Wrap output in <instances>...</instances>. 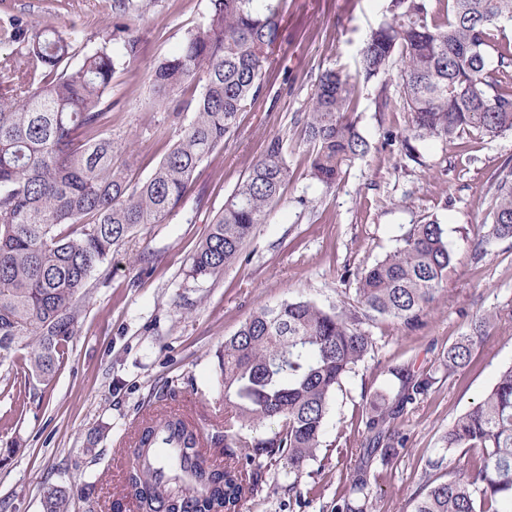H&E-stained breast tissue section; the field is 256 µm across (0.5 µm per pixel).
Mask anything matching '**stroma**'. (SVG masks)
<instances>
[{
	"mask_svg": "<svg viewBox=\"0 0 512 512\" xmlns=\"http://www.w3.org/2000/svg\"><path fill=\"white\" fill-rule=\"evenodd\" d=\"M113 0H0V24L20 17L52 24L73 41L76 56L119 51L112 39ZM388 0H285L274 64L262 93L240 116L234 137L201 164L176 215L149 224L113 252L69 350L55 376L18 394L0 367V512H42L45 486L71 492L70 512H131L123 503V435L175 391L204 438L223 433L224 393L216 383V355L256 308L309 299L324 308L353 302L357 275L392 251L403 228L435 219L454 256L447 286L415 329L389 317L368 325L373 348L330 398L322 446L302 476L284 465L263 468L261 493L238 512H332L361 461L367 406L375 393L396 395L387 368L430 374L434 383L391 425L406 438L392 465L374 470L377 512H410L427 480L454 467L442 437L512 364V241L475 242L488 221L492 176L512 167V134L474 131L451 143L415 142L407 157L388 133L405 128L403 110L379 112V80L364 81L358 55L365 34L386 16ZM209 0H147L123 19L134 51L117 69L109 98L112 132L136 162L133 181L147 179L180 129L153 106L150 74L181 48L208 13ZM333 69L356 86L358 129L370 150L340 185L311 178L300 118L318 76ZM167 125L166 140L154 131ZM288 144L291 169L282 200L246 246L248 261L196 284L185 273L214 215L272 137ZM497 311L502 320L455 373L443 366L452 344L475 320ZM443 460V468L429 464ZM297 491H290V484Z\"/></svg>",
	"mask_w": 512,
	"mask_h": 512,
	"instance_id": "35a3bbf8",
	"label": "stroma"
}]
</instances>
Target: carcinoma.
Segmentation results:
<instances>
[{
	"label": "carcinoma",
	"instance_id": "obj_1",
	"mask_svg": "<svg viewBox=\"0 0 512 512\" xmlns=\"http://www.w3.org/2000/svg\"><path fill=\"white\" fill-rule=\"evenodd\" d=\"M282 0H210L206 19L187 33L181 50L152 70V103L181 128L150 177H128L130 157L112 134L107 96L120 59L105 48L68 65L73 44L54 25L32 28L12 17L3 28L24 44L0 59V365L22 349L28 376L49 384L64 359L83 307L94 293V273L126 239L147 224H165L181 206L203 161L224 147L240 114L263 89L279 40ZM451 18L430 24L424 0H390L389 20L372 29L361 50V73L386 77L379 112H393L388 84L396 80L406 112L401 145L410 140L448 142L474 129L496 137L512 132V46L497 49L488 67L490 30L512 21V0H448ZM354 85L323 72L301 118L312 145L310 175L338 185L370 145L354 112ZM290 170L285 142L272 138L190 258L186 276L205 281L243 260L255 228L268 222ZM490 224L475 244L476 258L490 239L512 240V169L492 176ZM453 264L441 225L413 224L399 244L358 277L355 304L324 309L312 300L285 301L252 311L218 354L224 387V468L207 463L198 435L181 419L168 426L182 442L183 466L162 480L146 469L153 435L144 428L127 482L138 512H238L245 495L261 491L265 464L288 465L299 476L321 447L328 402L336 386L373 346L365 325L377 316L418 326L444 290ZM498 320L481 316L472 332L448 347L444 367H464ZM400 383L394 398L369 404L361 465L334 512H373L370 468L389 466L404 447L390 427L404 408L426 394L428 374L392 366ZM269 422L272 435L249 436ZM448 454L477 448L479 460L426 482L411 512H512V364L482 399L448 427ZM70 494L45 487L43 512H69Z\"/></svg>",
	"mask_w": 512,
	"mask_h": 512
}]
</instances>
